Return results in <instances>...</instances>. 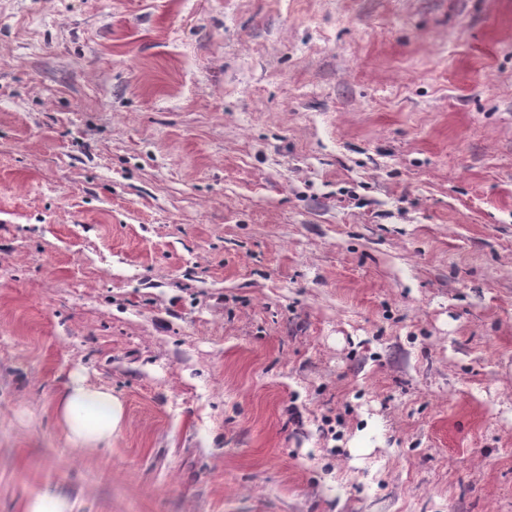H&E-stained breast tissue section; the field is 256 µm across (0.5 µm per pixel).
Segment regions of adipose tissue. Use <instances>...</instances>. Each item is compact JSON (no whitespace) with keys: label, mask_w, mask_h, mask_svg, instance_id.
<instances>
[{"label":"adipose tissue","mask_w":512,"mask_h":512,"mask_svg":"<svg viewBox=\"0 0 512 512\" xmlns=\"http://www.w3.org/2000/svg\"><path fill=\"white\" fill-rule=\"evenodd\" d=\"M55 416L73 447L95 449L121 432L124 405L111 389L92 387L76 378L60 393Z\"/></svg>","instance_id":"ef3b65f1"}]
</instances>
